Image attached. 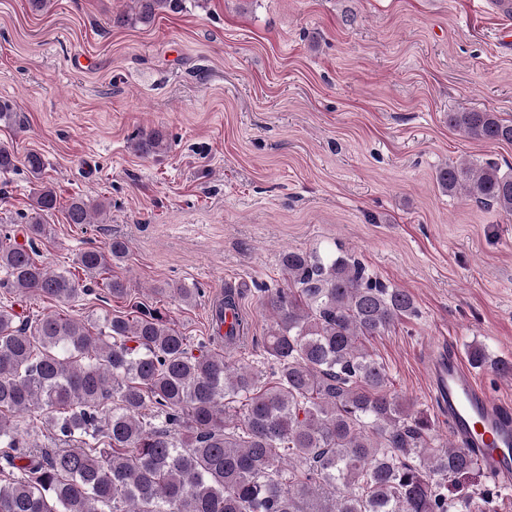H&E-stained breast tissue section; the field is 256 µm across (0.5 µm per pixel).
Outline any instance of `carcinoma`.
<instances>
[{"label": "carcinoma", "instance_id": "carcinoma-1", "mask_svg": "<svg viewBox=\"0 0 512 512\" xmlns=\"http://www.w3.org/2000/svg\"><path fill=\"white\" fill-rule=\"evenodd\" d=\"M116 25L179 13L184 0H131ZM448 125L488 142L512 144V121L495 112H450ZM134 150L167 149L159 130ZM24 167L36 180L27 243L0 237V288L20 297L74 299L71 271L38 263L43 215L57 207L42 181L46 161L0 145V174ZM439 187L512 215V169L461 161L438 169ZM110 203L73 197L69 224H90ZM129 243L113 238L79 253L89 277L123 260ZM284 286L265 290L273 325L263 337L271 366L233 364L245 326L214 335L193 352L166 313L103 316L95 330L46 314L16 323L0 307V512H482L498 490L475 488L478 457L462 446L439 450L434 422L391 391L367 342L418 315L413 296L381 280L358 258L330 251L281 254ZM49 414L41 446L12 418Z\"/></svg>", "mask_w": 512, "mask_h": 512}]
</instances>
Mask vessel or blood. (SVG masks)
Listing matches in <instances>:
<instances>
[{"mask_svg": "<svg viewBox=\"0 0 512 512\" xmlns=\"http://www.w3.org/2000/svg\"><path fill=\"white\" fill-rule=\"evenodd\" d=\"M434 379L447 421L457 440L476 451L486 475L512 484V407L480 385L456 353L437 361Z\"/></svg>", "mask_w": 512, "mask_h": 512, "instance_id": "obj_1", "label": "vessel or blood"}]
</instances>
